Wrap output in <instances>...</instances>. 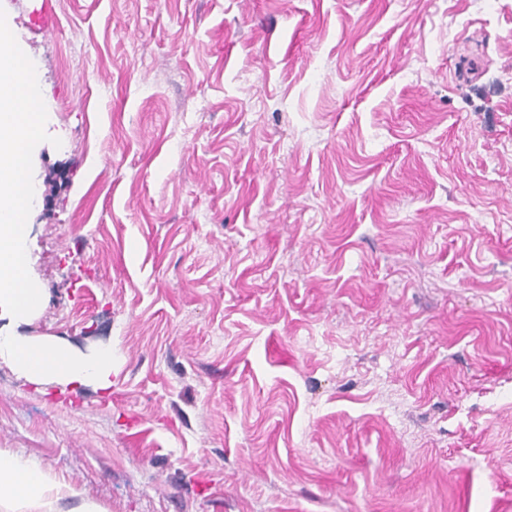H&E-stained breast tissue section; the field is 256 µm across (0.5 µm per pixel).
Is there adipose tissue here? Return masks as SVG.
<instances>
[{
    "instance_id": "1",
    "label": "adipose tissue",
    "mask_w": 512,
    "mask_h": 512,
    "mask_svg": "<svg viewBox=\"0 0 512 512\" xmlns=\"http://www.w3.org/2000/svg\"><path fill=\"white\" fill-rule=\"evenodd\" d=\"M0 504H18L26 512H100L73 487L49 477L36 461L1 450Z\"/></svg>"
}]
</instances>
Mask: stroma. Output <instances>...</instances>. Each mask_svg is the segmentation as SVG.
I'll return each instance as SVG.
<instances>
[{
  "label": "stroma",
  "instance_id": "stroma-1",
  "mask_svg": "<svg viewBox=\"0 0 512 512\" xmlns=\"http://www.w3.org/2000/svg\"><path fill=\"white\" fill-rule=\"evenodd\" d=\"M35 4L24 331L115 361L1 363L0 449L106 512H512V0ZM29 25L42 32L53 31L57 26L54 0H41L40 8L28 15Z\"/></svg>",
  "mask_w": 512,
  "mask_h": 512
}]
</instances>
